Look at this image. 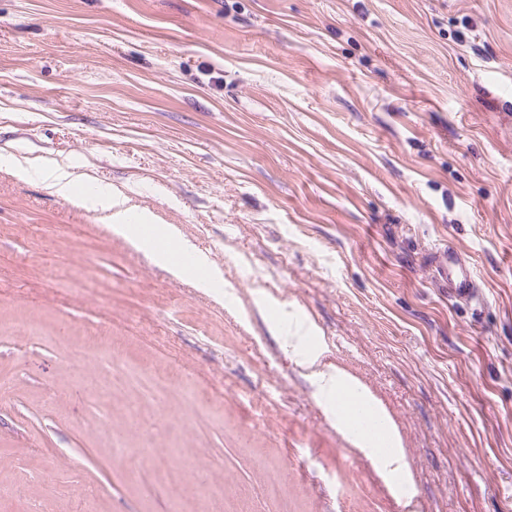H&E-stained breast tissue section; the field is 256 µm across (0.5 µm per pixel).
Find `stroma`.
Returning <instances> with one entry per match:
<instances>
[{"instance_id": "stroma-1", "label": "stroma", "mask_w": 512, "mask_h": 512, "mask_svg": "<svg viewBox=\"0 0 512 512\" xmlns=\"http://www.w3.org/2000/svg\"><path fill=\"white\" fill-rule=\"evenodd\" d=\"M1 156L70 163L221 276L0 164V512H512V0H0ZM437 270L448 283V294L457 300H479L478 286L467 260L453 246L439 255ZM315 376L319 394L327 399L336 397L337 402L339 400L340 391L343 389H351L364 397L362 393L358 391L355 383L351 379L346 378L339 371H336V373L318 371L315 373ZM374 412L385 431L386 438L391 449L386 452L382 451L379 444L375 441L374 436L369 433H359L362 446L374 456L382 469L387 470L390 473L397 474L402 470L403 462L400 450L397 448L396 436L385 418L379 412L375 410Z\"/></svg>"}]
</instances>
